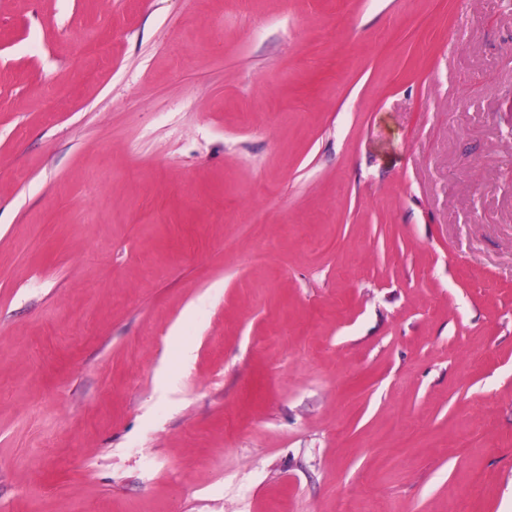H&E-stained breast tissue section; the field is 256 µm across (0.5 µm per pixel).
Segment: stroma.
Masks as SVG:
<instances>
[{"instance_id": "obj_1", "label": "stroma", "mask_w": 512, "mask_h": 512, "mask_svg": "<svg viewBox=\"0 0 512 512\" xmlns=\"http://www.w3.org/2000/svg\"><path fill=\"white\" fill-rule=\"evenodd\" d=\"M0 512H512V0H0Z\"/></svg>"}]
</instances>
